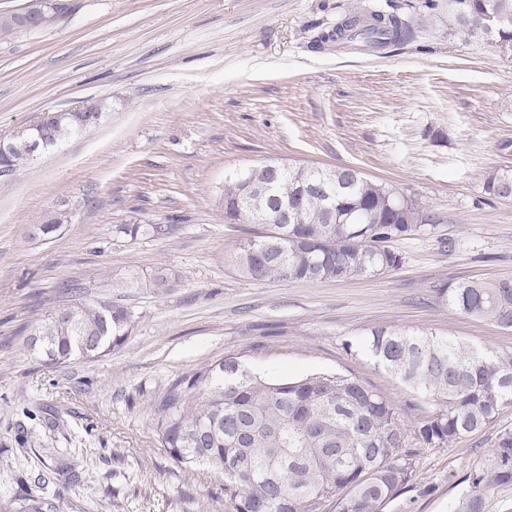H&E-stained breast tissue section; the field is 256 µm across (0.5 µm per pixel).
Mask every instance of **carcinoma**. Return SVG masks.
Returning <instances> with one entry per match:
<instances>
[{
    "label": "carcinoma",
    "instance_id": "obj_1",
    "mask_svg": "<svg viewBox=\"0 0 512 512\" xmlns=\"http://www.w3.org/2000/svg\"><path fill=\"white\" fill-rule=\"evenodd\" d=\"M428 9L448 33L491 39L512 46V0H434ZM494 9L502 24L487 28L482 16ZM411 25L396 14L353 16L322 36L324 41L358 43L377 51L412 41ZM99 100L38 128L58 146L84 132ZM30 139L22 136L0 167L15 172L30 160ZM321 169L290 166L288 201L304 210L303 224H268L246 238L235 257L256 280L316 283L376 276L398 268L402 255L390 243L433 221L425 209L401 215L384 206L388 184L355 169L336 168V187L325 186L336 203V218L320 206L309 184L321 182ZM512 186V172L488 176L484 191L498 196ZM180 229L167 224H124L132 239L162 238ZM461 313L512 330V277L468 281L439 289ZM133 313L110 302H74L47 316L27 339L45 365L64 367L76 357L98 358L127 342ZM365 349L388 372L432 400L433 410L408 425L384 395L361 380L339 373H317L297 381L254 375L227 356L173 379L150 406L159 442L170 458L201 466L224 492L225 512H323L336 499L337 512H380L411 480L413 458L422 448H444L492 423L512 404V354H493L424 331L377 329ZM72 465L58 462L34 478L36 491L24 498L22 512H62L61 493L46 487ZM512 485V429H503L487 460L472 474L468 492L453 512H483L485 494Z\"/></svg>",
    "mask_w": 512,
    "mask_h": 512
}]
</instances>
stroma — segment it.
Masks as SVG:
<instances>
[{
	"label": "stroma",
	"instance_id": "1",
	"mask_svg": "<svg viewBox=\"0 0 512 512\" xmlns=\"http://www.w3.org/2000/svg\"><path fill=\"white\" fill-rule=\"evenodd\" d=\"M65 2L53 28L0 40V138L91 97L112 110L0 178V498L24 499L48 449L67 447L78 476L67 512H224L202 469L161 447L149 403L227 356L277 380L357 377L412 422L431 402L365 351L372 330L512 353V331L437 294L512 276V198L483 189L488 174L512 172V47L449 34L426 0ZM374 12L410 21L414 40L379 51L322 42ZM266 161L354 167L434 221L394 241L404 262L380 276L253 279L235 263L250 227L226 219L222 198L227 178ZM58 209L70 223L40 235ZM171 216L170 238L118 231ZM160 275L169 289L155 287ZM67 284L128 307L136 325L108 355L49 368L23 341ZM505 428L512 405L449 447L420 449L381 512H452Z\"/></svg>",
	"mask_w": 512,
	"mask_h": 512
}]
</instances>
